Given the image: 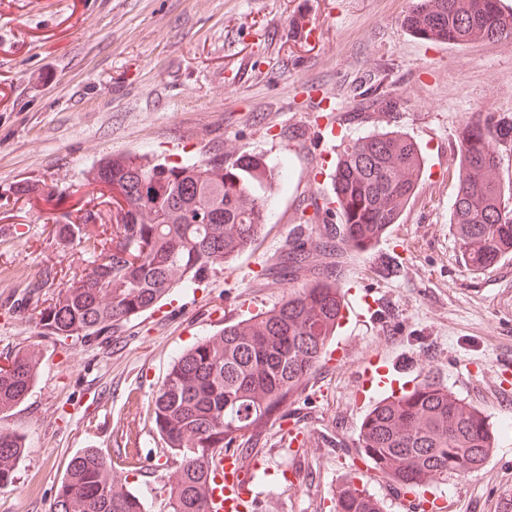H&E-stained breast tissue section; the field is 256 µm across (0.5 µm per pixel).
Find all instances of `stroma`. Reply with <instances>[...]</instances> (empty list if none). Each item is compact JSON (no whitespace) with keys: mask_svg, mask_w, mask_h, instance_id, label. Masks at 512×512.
Returning a JSON list of instances; mask_svg holds the SVG:
<instances>
[{"mask_svg":"<svg viewBox=\"0 0 512 512\" xmlns=\"http://www.w3.org/2000/svg\"><path fill=\"white\" fill-rule=\"evenodd\" d=\"M408 0H0V360L41 352L34 387L0 417L27 448L0 512H52L74 454L122 453L126 425L142 431L128 489L148 512H165L160 489L174 472L150 403L174 358L224 324L272 309L314 272L381 299V319L339 329L344 364L320 365L288 398L283 418L258 424L249 457L267 460L254 493L261 512L320 507L360 466L358 432L370 402H357V361L409 366L413 382L446 386L497 431L474 473L442 482L454 512H512V409L487 393L512 361V256L466 266L451 222L458 188L457 132L480 113L512 114V39L464 44L421 39L401 25ZM336 115L324 141L320 115ZM416 141L425 172L399 223L371 250L314 252L310 269L275 273L296 236L317 239L337 213L315 212L311 180L332 191L324 166L373 131ZM235 141L242 152L287 162L288 186L267 224L229 267L195 288H174L159 308L95 340L41 332L45 269L70 279L84 247L55 227L91 198L99 161L143 155L177 163ZM39 179L50 201L20 191ZM40 284L38 294L30 287ZM319 433L320 452L296 460L281 447L289 427Z\"/></svg>","mask_w":512,"mask_h":512,"instance_id":"1","label":"stroma"}]
</instances>
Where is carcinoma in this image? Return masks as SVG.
<instances>
[{
  "instance_id": "obj_1",
  "label": "carcinoma",
  "mask_w": 512,
  "mask_h": 512,
  "mask_svg": "<svg viewBox=\"0 0 512 512\" xmlns=\"http://www.w3.org/2000/svg\"><path fill=\"white\" fill-rule=\"evenodd\" d=\"M402 24L442 43L512 37V14L500 0H409ZM458 190L451 204L465 263L486 270L506 258L512 244V183L500 175L512 152V115L488 114L466 121L457 136ZM423 157L418 144L399 131L377 132L345 146L333 175L340 224L324 225L350 247L365 250L384 228L399 223L416 192ZM257 160L242 154L224 165V148L179 163L143 156L104 162L90 174L110 184L126 206L109 214L110 237L90 233L88 213L57 225L61 239L89 247L91 270L75 278L38 313L43 333L64 341L93 339L149 310L175 286L193 288L218 266L242 254L268 218L267 186L255 176ZM24 193L48 201L46 182L26 184ZM204 210L210 223L195 224ZM305 244L284 260L305 267ZM339 288L326 275L291 291L256 319L226 324L220 340L207 339L182 353L151 400L155 429L180 458L177 479L163 490L167 512H207L201 493L206 459L231 445L244 449L246 433L280 411L288 394L322 361L338 315ZM0 365V413L23 401L34 385L38 363L17 351ZM486 419L444 386L427 381L377 403L359 435L370 468L411 490L425 474L439 480L477 471L489 454ZM23 441L0 431V488L13 481ZM112 456L84 448L57 488L54 512H145L142 499L113 489ZM336 512H381L363 486L340 491Z\"/></svg>"
}]
</instances>
